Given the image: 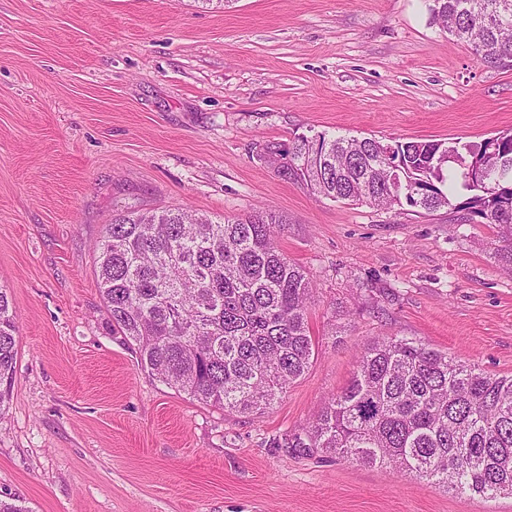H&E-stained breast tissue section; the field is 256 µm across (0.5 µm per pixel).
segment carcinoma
<instances>
[{"label": "carcinoma", "instance_id": "1", "mask_svg": "<svg viewBox=\"0 0 512 512\" xmlns=\"http://www.w3.org/2000/svg\"><path fill=\"white\" fill-rule=\"evenodd\" d=\"M431 19L492 69L512 70V0H432ZM257 157L283 179L334 201L432 213L452 206L447 169L459 166L463 220L492 224L495 255L512 267V131L452 148L321 134ZM399 160L391 170L389 158ZM287 218L260 208L213 220L187 210L120 211L96 250L112 333L149 375L206 405L237 413L272 404L311 366L313 284L275 243ZM19 326L0 288V410ZM290 448L390 469L445 492L512 494V375L488 374L404 337L364 347L347 385Z\"/></svg>", "mask_w": 512, "mask_h": 512}]
</instances>
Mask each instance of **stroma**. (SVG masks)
<instances>
[{
	"label": "stroma",
	"mask_w": 512,
	"mask_h": 512,
	"mask_svg": "<svg viewBox=\"0 0 512 512\" xmlns=\"http://www.w3.org/2000/svg\"><path fill=\"white\" fill-rule=\"evenodd\" d=\"M512 130V70L429 0H0V288L19 326L0 496L30 512H512L285 447L399 336L512 374V273L489 224L343 204L257 152L321 133L475 143ZM269 207L312 279L318 348L262 413L144 372L113 336L95 245L116 210Z\"/></svg>",
	"instance_id": "35a3bbf8"
}]
</instances>
